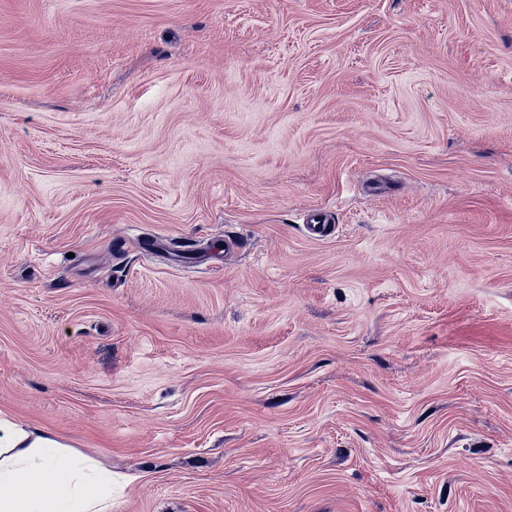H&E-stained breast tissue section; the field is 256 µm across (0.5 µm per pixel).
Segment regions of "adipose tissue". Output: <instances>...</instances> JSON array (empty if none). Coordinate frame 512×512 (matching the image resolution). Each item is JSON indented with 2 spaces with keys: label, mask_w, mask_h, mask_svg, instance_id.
<instances>
[{
  "label": "adipose tissue",
  "mask_w": 512,
  "mask_h": 512,
  "mask_svg": "<svg viewBox=\"0 0 512 512\" xmlns=\"http://www.w3.org/2000/svg\"><path fill=\"white\" fill-rule=\"evenodd\" d=\"M0 512H112V475L88 473L51 433L0 417Z\"/></svg>",
  "instance_id": "obj_1"
}]
</instances>
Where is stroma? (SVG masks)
<instances>
[{"mask_svg": "<svg viewBox=\"0 0 512 512\" xmlns=\"http://www.w3.org/2000/svg\"><path fill=\"white\" fill-rule=\"evenodd\" d=\"M0 415L112 512H512V0H0ZM307 235L312 240H323L334 233V224H329L327 215L320 210H311L305 224Z\"/></svg>", "mask_w": 512, "mask_h": 512, "instance_id": "stroma-1", "label": "stroma"}]
</instances>
